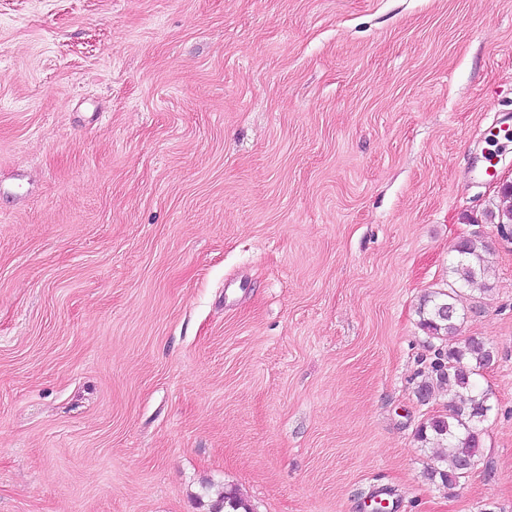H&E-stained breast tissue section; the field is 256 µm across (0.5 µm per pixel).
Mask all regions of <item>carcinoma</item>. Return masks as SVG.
Listing matches in <instances>:
<instances>
[{"mask_svg": "<svg viewBox=\"0 0 512 512\" xmlns=\"http://www.w3.org/2000/svg\"><path fill=\"white\" fill-rule=\"evenodd\" d=\"M503 206L498 209V226L506 232L512 225V188L502 191ZM489 254L486 244L478 238H467L457 248L456 260L451 272L459 280L470 285L482 278L488 268ZM459 290L453 287L443 291H432L423 296L418 314L420 326L427 335L443 342L436 359L431 364L430 380L418 386L419 398L423 401L432 395L434 385L447 384L455 388L457 401L448 406V412L430 418L418 430V438L425 442L436 440L445 448L443 455L446 467H432L427 477L440 479L449 490L466 478L463 464L480 461V426L477 408L487 402V392L479 389L476 377L491 366L494 351L490 345L475 336L462 341L455 340L461 316L456 307Z\"/></svg>", "mask_w": 512, "mask_h": 512, "instance_id": "1", "label": "carcinoma"}]
</instances>
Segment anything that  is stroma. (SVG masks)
Instances as JSON below:
<instances>
[{
	"instance_id": "35a3bbf8",
	"label": "stroma",
	"mask_w": 512,
	"mask_h": 512,
	"mask_svg": "<svg viewBox=\"0 0 512 512\" xmlns=\"http://www.w3.org/2000/svg\"><path fill=\"white\" fill-rule=\"evenodd\" d=\"M512 0H0V512H512ZM481 464L417 308L456 247ZM456 260L451 272L459 275V280L470 285L481 279L487 268L490 254L486 244L479 238L465 239L456 250ZM448 291H432L423 296L418 314L420 326L427 335L444 343L438 349L431 364L430 380L418 386V395L426 401L436 385L454 387L457 401L448 406V413L430 418L418 430V438L426 442L431 438L445 448L443 460L445 469L431 467L427 472L429 480L440 479L441 485L453 489L462 479L468 477L463 464L480 461V426L484 420L478 417L477 408L487 403L488 393L479 389L476 376L491 366L494 351L490 345L475 336L458 342L454 338L459 329L461 317L456 307L460 291L448 285Z\"/></svg>"
}]
</instances>
